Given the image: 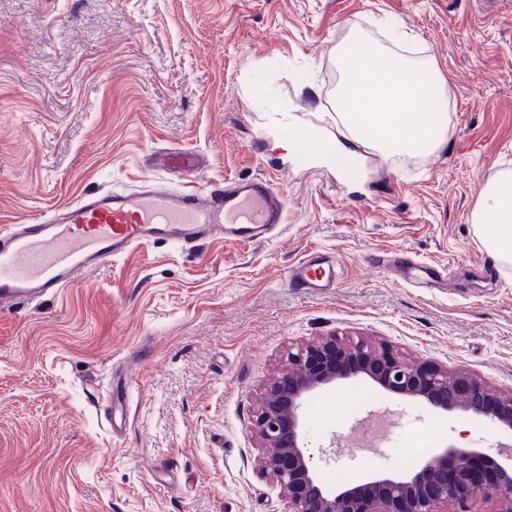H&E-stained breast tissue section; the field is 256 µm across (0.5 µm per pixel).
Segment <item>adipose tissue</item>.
Wrapping results in <instances>:
<instances>
[{"mask_svg":"<svg viewBox=\"0 0 512 512\" xmlns=\"http://www.w3.org/2000/svg\"><path fill=\"white\" fill-rule=\"evenodd\" d=\"M512 180V171L497 170L488 175L475 222L484 244L499 258L512 261V192L502 185Z\"/></svg>","mask_w":512,"mask_h":512,"instance_id":"1","label":"adipose tissue"}]
</instances>
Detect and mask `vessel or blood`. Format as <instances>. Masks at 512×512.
<instances>
[{
	"label": "vessel or blood",
	"mask_w": 512,
	"mask_h": 512,
	"mask_svg": "<svg viewBox=\"0 0 512 512\" xmlns=\"http://www.w3.org/2000/svg\"><path fill=\"white\" fill-rule=\"evenodd\" d=\"M286 201L267 178H243L206 190H169L152 181L135 190L97 188L41 218L0 229V310L32 304L69 288L82 271L159 241L196 247L218 238H267L282 224ZM333 258L308 259L288 273L289 287H335Z\"/></svg>",
	"instance_id": "b4317fda"
}]
</instances>
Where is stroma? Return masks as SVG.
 Returning a JSON list of instances; mask_svg holds the SVG:
<instances>
[{
    "instance_id": "1",
    "label": "stroma",
    "mask_w": 512,
    "mask_h": 512,
    "mask_svg": "<svg viewBox=\"0 0 512 512\" xmlns=\"http://www.w3.org/2000/svg\"><path fill=\"white\" fill-rule=\"evenodd\" d=\"M395 28L448 100L444 140L415 158L354 145L335 111L336 48ZM291 124L354 148L355 172L284 148ZM169 149L203 160L172 187L266 176L285 222L261 241L145 246L0 311V512H285L251 416L288 350L323 336L512 391V262L474 222L487 175L512 170V0H0V226L136 189ZM319 253L335 288H289ZM399 258L446 287L402 281ZM302 439L318 476L357 485L450 444L494 457L508 436L358 379L307 401Z\"/></svg>"
}]
</instances>
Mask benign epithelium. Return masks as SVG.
<instances>
[{"mask_svg": "<svg viewBox=\"0 0 512 512\" xmlns=\"http://www.w3.org/2000/svg\"><path fill=\"white\" fill-rule=\"evenodd\" d=\"M356 378L418 398L433 410L490 420L512 432V392L493 393L473 374L410 365L390 347L363 339L327 336L303 344L266 384L252 419L259 441L256 466L279 487L286 512H448L452 503L488 497L500 501V512H512V450L497 459L451 445L409 473L373 475L354 487L325 490L302 443L303 408L314 393Z\"/></svg>", "mask_w": 512, "mask_h": 512, "instance_id": "benign-epithelium-1", "label": "benign epithelium"}]
</instances>
